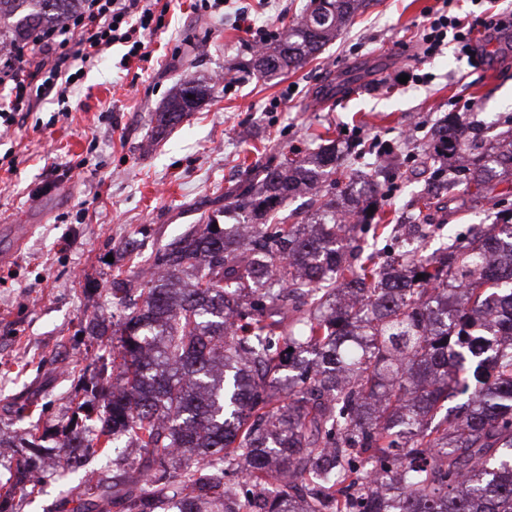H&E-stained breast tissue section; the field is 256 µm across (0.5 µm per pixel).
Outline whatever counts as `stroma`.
I'll return each mask as SVG.
<instances>
[{
	"label": "stroma",
	"mask_w": 512,
	"mask_h": 512,
	"mask_svg": "<svg viewBox=\"0 0 512 512\" xmlns=\"http://www.w3.org/2000/svg\"><path fill=\"white\" fill-rule=\"evenodd\" d=\"M305 2L226 0L223 12L198 15L191 0H172L165 29L150 39L149 68L124 67V47H111L85 69L69 111L44 101L0 135V218L30 227L20 248L0 237V249L13 252L0 264V439L26 435L28 420L14 413L26 399L45 404L41 426L71 416V382L58 368H84L91 346L81 321L112 315L108 254L131 238L145 255L168 243L211 212L214 198L234 195L244 164L308 153L326 129L389 148L381 221L436 225L423 244L429 253L512 210V179L485 199L459 187L447 206L417 209L428 187L420 148L445 115L512 130V31L479 36L487 54L480 67L452 42L427 58L422 31L441 0H375L317 59L270 78L240 74L253 40L235 27V13H259L275 39ZM403 73L408 82H399ZM188 74L209 86L208 100L152 138L156 111ZM329 84L339 93L317 98ZM76 480L47 478L39 495L16 496L15 512H64Z\"/></svg>",
	"instance_id": "35a3bbf8"
}]
</instances>
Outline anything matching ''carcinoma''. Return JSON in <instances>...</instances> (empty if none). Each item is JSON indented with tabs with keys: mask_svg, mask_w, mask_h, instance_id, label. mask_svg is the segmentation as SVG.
<instances>
[{
	"mask_svg": "<svg viewBox=\"0 0 512 512\" xmlns=\"http://www.w3.org/2000/svg\"><path fill=\"white\" fill-rule=\"evenodd\" d=\"M79 0H0V50L63 22ZM373 0H309L288 31L245 69L298 67ZM209 97L186 79L156 113L163 131ZM308 157L286 153L246 168L230 231L212 215L148 256L132 240L110 295L119 312L81 332L96 360L73 378L87 400L66 424L29 432L18 472L61 435L65 469L109 461L124 438L139 449L131 485L82 476L72 512H512V214L464 244L390 261L336 244L382 209L380 181L336 200L344 152L319 134ZM478 125L451 114L430 131V179L477 197L512 177V134L482 148ZM305 195L310 214L287 211ZM373 212H368V209ZM422 278H417V275ZM460 401L436 420L442 403ZM361 456V483L328 510L324 490ZM0 484V512L18 486Z\"/></svg>",
	"mask_w": 512,
	"mask_h": 512,
	"instance_id": "obj_1",
	"label": "carcinoma"
}]
</instances>
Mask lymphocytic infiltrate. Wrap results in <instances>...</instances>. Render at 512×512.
Listing matches in <instances>:
<instances>
[{
  "mask_svg": "<svg viewBox=\"0 0 512 512\" xmlns=\"http://www.w3.org/2000/svg\"><path fill=\"white\" fill-rule=\"evenodd\" d=\"M165 26L164 13L154 0H82L79 10L65 24L38 34L34 57L15 52L0 68V127H11L18 113L32 111L43 100L68 105L74 84L69 59L81 66L95 65L114 44L126 45L124 62H147L151 53L147 35ZM505 21L495 14L435 15L422 37V53L436 54L446 36H453L469 61L482 60L474 43L477 30L500 31Z\"/></svg>",
  "mask_w": 512,
  "mask_h": 512,
  "instance_id": "obj_1",
  "label": "lymphocytic infiltrate"
}]
</instances>
